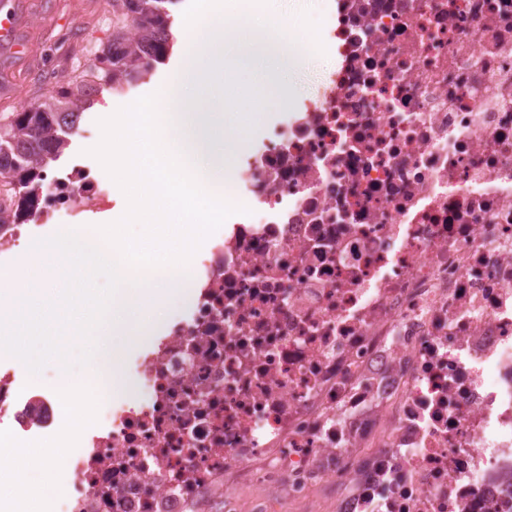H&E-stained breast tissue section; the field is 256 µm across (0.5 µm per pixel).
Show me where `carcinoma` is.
<instances>
[{"label": "carcinoma", "mask_w": 512, "mask_h": 512, "mask_svg": "<svg viewBox=\"0 0 512 512\" xmlns=\"http://www.w3.org/2000/svg\"><path fill=\"white\" fill-rule=\"evenodd\" d=\"M170 0H112V44L97 57V77L112 94L125 96L169 49ZM91 107L81 88L61 86L24 112L0 116V178L33 200L43 188L44 172L70 146L83 112Z\"/></svg>", "instance_id": "carcinoma-1"}]
</instances>
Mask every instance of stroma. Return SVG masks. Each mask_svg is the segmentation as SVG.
<instances>
[{"label": "stroma", "mask_w": 512, "mask_h": 512, "mask_svg": "<svg viewBox=\"0 0 512 512\" xmlns=\"http://www.w3.org/2000/svg\"><path fill=\"white\" fill-rule=\"evenodd\" d=\"M279 9H291L310 21L309 30L299 32L302 52L293 54L285 79L288 98L271 96L266 109L259 112L252 137L235 135L239 146L254 145L256 138L276 124L285 122L292 112V99L316 93L321 76L329 65L328 58L307 49L314 39V27L326 10L314 0H277ZM17 12V38L21 51L0 50V115L21 112L55 91L62 84H82L93 105L86 110L81 125L88 139L72 138V152H83L101 138L99 119L112 115L130 99L115 97L91 75L80 71L75 58L96 59L112 39V22L107 19L106 0H14Z\"/></svg>", "instance_id": "obj_1"}]
</instances>
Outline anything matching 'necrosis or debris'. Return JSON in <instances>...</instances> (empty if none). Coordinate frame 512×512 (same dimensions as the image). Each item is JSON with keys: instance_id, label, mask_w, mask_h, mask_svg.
Here are the masks:
<instances>
[{"instance_id": "necrosis-or-debris-1", "label": "necrosis or debris", "mask_w": 512, "mask_h": 512, "mask_svg": "<svg viewBox=\"0 0 512 512\" xmlns=\"http://www.w3.org/2000/svg\"><path fill=\"white\" fill-rule=\"evenodd\" d=\"M317 93L231 157L243 213L195 301L120 358L53 512H240L228 474L327 512H512V0H339ZM112 203L47 176L36 220ZM20 224L0 273L21 278ZM65 416L0 368V422Z\"/></svg>"}]
</instances>
